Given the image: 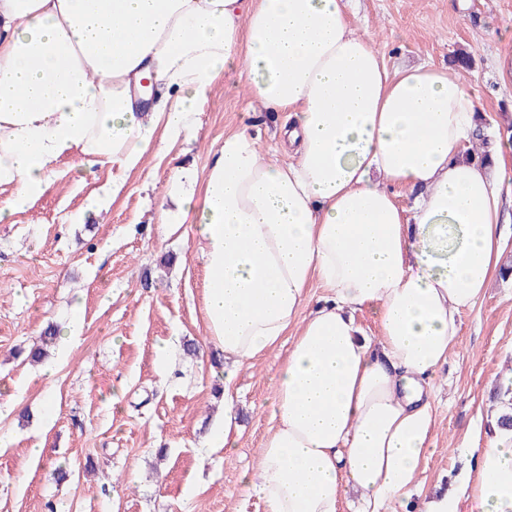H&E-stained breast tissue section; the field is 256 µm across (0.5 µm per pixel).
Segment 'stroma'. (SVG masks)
<instances>
[{"label":"stroma","mask_w":512,"mask_h":512,"mask_svg":"<svg viewBox=\"0 0 512 512\" xmlns=\"http://www.w3.org/2000/svg\"><path fill=\"white\" fill-rule=\"evenodd\" d=\"M346 13L392 68L444 66L467 49L480 113L494 128L512 117V85L496 72L498 55L512 50V0H347ZM283 120L216 78L194 135L150 150L113 200L95 199L111 167L87 175L68 158L48 191L0 223V512H263L242 474L270 426L276 356L232 370L215 357L197 226L189 216L171 232L159 216L178 213L180 192L201 194L225 132L254 134L265 153ZM179 169L187 176L175 191ZM77 211L84 220L71 223ZM75 310L83 325L71 340ZM459 323L461 341L434 378L437 425L414 512L456 485L485 440L499 379L512 368V281L494 278ZM50 325L61 336L49 359L16 356ZM189 343L195 354H186ZM228 395L239 436L227 456L209 442ZM60 466L69 473L61 482Z\"/></svg>","instance_id":"obj_1"}]
</instances>
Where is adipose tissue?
<instances>
[{
    "label": "adipose tissue",
    "mask_w": 512,
    "mask_h": 512,
    "mask_svg": "<svg viewBox=\"0 0 512 512\" xmlns=\"http://www.w3.org/2000/svg\"><path fill=\"white\" fill-rule=\"evenodd\" d=\"M281 112L288 162L225 133L195 213L203 317L235 364L290 338L272 425L243 475L264 512H364L407 498L436 424L433 378L458 316L502 270L512 145L465 160L476 102L457 70L390 68L344 0H0V222L61 159L141 167L157 130L190 137L218 75ZM415 194L411 208L397 189ZM328 291L304 310L312 283ZM370 311L379 332L356 321ZM460 487L421 512H512V429L493 423Z\"/></svg>",
    "instance_id": "1"
}]
</instances>
